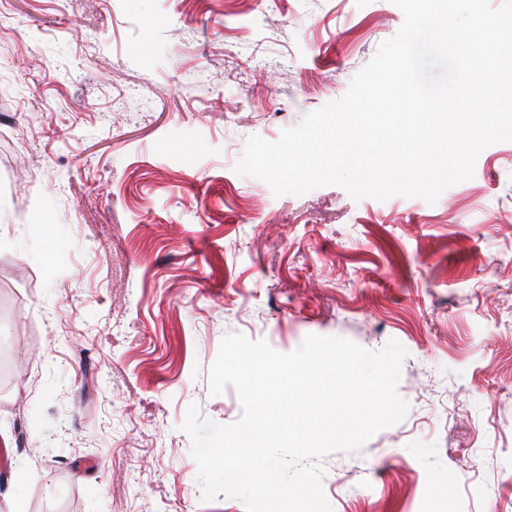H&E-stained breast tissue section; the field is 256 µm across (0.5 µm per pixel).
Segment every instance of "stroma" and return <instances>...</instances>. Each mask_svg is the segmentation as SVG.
Returning <instances> with one entry per match:
<instances>
[{
	"mask_svg": "<svg viewBox=\"0 0 512 512\" xmlns=\"http://www.w3.org/2000/svg\"><path fill=\"white\" fill-rule=\"evenodd\" d=\"M390 0H0V512L201 499L222 339L406 351L404 420L323 459L332 512H512V141L435 203L275 196L246 141L346 92Z\"/></svg>",
	"mask_w": 512,
	"mask_h": 512,
	"instance_id": "obj_1",
	"label": "stroma"
}]
</instances>
